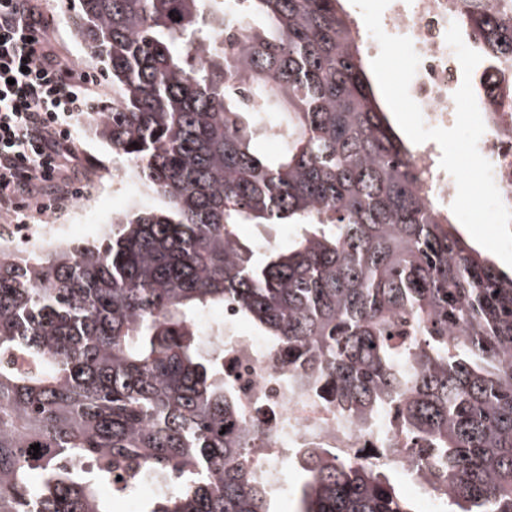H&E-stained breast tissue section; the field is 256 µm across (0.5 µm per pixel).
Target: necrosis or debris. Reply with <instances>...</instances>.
I'll return each mask as SVG.
<instances>
[{
	"label": "necrosis or debris",
	"mask_w": 512,
	"mask_h": 512,
	"mask_svg": "<svg viewBox=\"0 0 512 512\" xmlns=\"http://www.w3.org/2000/svg\"><path fill=\"white\" fill-rule=\"evenodd\" d=\"M453 0H390L383 30L409 37L420 58L409 92L420 106L426 126L440 128L452 121L453 95L463 79L462 69L445 34ZM489 88L482 115L485 132L478 150L493 167L502 201L512 209V88L496 73H488ZM415 163L422 172L419 190L442 203L454 201L457 187L443 170L434 141L421 144ZM54 224H1L0 248L16 256V242L42 249L57 240ZM235 307L207 314L198 321L204 339L224 353V382L232 387L245 419L263 422L266 434L251 449L258 478L273 490L284 489L294 449L310 443L333 445L360 459L379 458L382 449L398 448L404 436L382 422L368 425L327 404L311 392L296 390L288 380L289 367L281 352L263 337L237 326Z\"/></svg>",
	"instance_id": "obj_1"
}]
</instances>
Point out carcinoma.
Returning a JSON list of instances; mask_svg holds the SVG:
<instances>
[{"label": "carcinoma", "instance_id": "carcinoma-1", "mask_svg": "<svg viewBox=\"0 0 512 512\" xmlns=\"http://www.w3.org/2000/svg\"><path fill=\"white\" fill-rule=\"evenodd\" d=\"M345 0H79L76 35L112 78L96 133L160 207L101 239L0 249V512H271L244 449L264 435L197 329L237 308L293 383L361 421L390 416L446 512H512V274L421 196L415 150L373 85ZM449 22L512 78V0ZM277 112L282 151L253 146ZM242 224H295L288 246ZM37 444V455L29 454ZM296 512H417L376 463L314 445Z\"/></svg>", "mask_w": 512, "mask_h": 512}]
</instances>
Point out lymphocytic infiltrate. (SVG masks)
<instances>
[{
  "instance_id": "f902f5d3",
  "label": "lymphocytic infiltrate",
  "mask_w": 512,
  "mask_h": 512,
  "mask_svg": "<svg viewBox=\"0 0 512 512\" xmlns=\"http://www.w3.org/2000/svg\"><path fill=\"white\" fill-rule=\"evenodd\" d=\"M36 0H0V213L68 203L64 160L93 88L46 43Z\"/></svg>"
}]
</instances>
